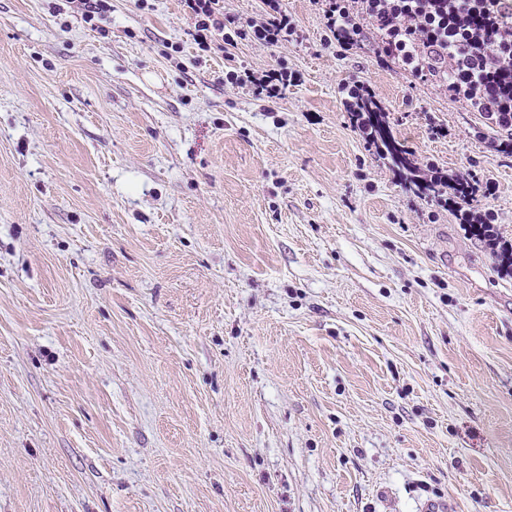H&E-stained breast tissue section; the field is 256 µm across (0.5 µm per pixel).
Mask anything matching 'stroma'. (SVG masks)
<instances>
[{
  "label": "stroma",
  "mask_w": 512,
  "mask_h": 512,
  "mask_svg": "<svg viewBox=\"0 0 512 512\" xmlns=\"http://www.w3.org/2000/svg\"><path fill=\"white\" fill-rule=\"evenodd\" d=\"M109 3L0 0V512H512V277L338 88L511 242L512 155L309 0L208 54L182 0ZM225 78L231 84L249 85L256 96L271 100L280 98L289 85H296L300 81L294 72L288 70L285 63L262 71L230 70L225 74ZM339 94L347 112H354L356 110L355 105L359 103L362 97L377 101L373 87L362 81L343 83L339 88ZM385 112H367L366 122L373 138L376 153L388 159L399 172L410 178L413 173V161L408 157L412 151L396 140L389 123L384 119Z\"/></svg>",
  "instance_id": "35a3bbf8"
}]
</instances>
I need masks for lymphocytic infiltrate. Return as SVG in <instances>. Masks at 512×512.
Listing matches in <instances>:
<instances>
[{"mask_svg":"<svg viewBox=\"0 0 512 512\" xmlns=\"http://www.w3.org/2000/svg\"><path fill=\"white\" fill-rule=\"evenodd\" d=\"M200 51L237 40L284 45L298 30L282 0H263L264 17L224 23L219 0H183ZM330 38L346 51L372 48L383 64L431 82L477 113L475 134L500 152L512 142V0H310ZM228 82L267 99L296 84L286 64L228 71Z\"/></svg>","mask_w":512,"mask_h":512,"instance_id":"obj_1","label":"lymphocytic infiltrate"}]
</instances>
